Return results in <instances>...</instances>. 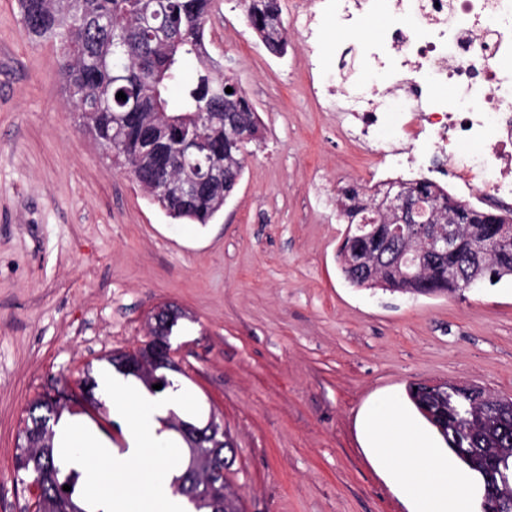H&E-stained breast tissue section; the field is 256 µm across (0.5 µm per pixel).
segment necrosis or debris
Wrapping results in <instances>:
<instances>
[{"label":"necrosis or debris","mask_w":512,"mask_h":512,"mask_svg":"<svg viewBox=\"0 0 512 512\" xmlns=\"http://www.w3.org/2000/svg\"><path fill=\"white\" fill-rule=\"evenodd\" d=\"M288 14L319 71L310 92L343 138L474 203L512 199V0H291ZM369 16L380 24L360 42L358 77L341 47L322 70L324 21L348 32Z\"/></svg>","instance_id":"obj_1"}]
</instances>
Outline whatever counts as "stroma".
Returning a JSON list of instances; mask_svg holds the SVG:
<instances>
[{
	"mask_svg": "<svg viewBox=\"0 0 512 512\" xmlns=\"http://www.w3.org/2000/svg\"><path fill=\"white\" fill-rule=\"evenodd\" d=\"M210 54L253 102L264 138L223 211L180 224L76 126L50 40L0 0V512H25L14 453L51 385L114 457L129 427L87 402L116 351L147 341L160 307L182 390L236 444L244 512H411L362 429L387 399L415 424L410 383H475L512 397V278L453 295L353 287L336 251V192L382 179L381 158L340 138L311 96L306 47L277 59L240 0H215Z\"/></svg>",
	"mask_w": 512,
	"mask_h": 512,
	"instance_id": "1",
	"label": "stroma"
}]
</instances>
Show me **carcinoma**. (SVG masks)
<instances>
[{"instance_id": "obj_1", "label": "carcinoma", "mask_w": 512, "mask_h": 512, "mask_svg": "<svg viewBox=\"0 0 512 512\" xmlns=\"http://www.w3.org/2000/svg\"><path fill=\"white\" fill-rule=\"evenodd\" d=\"M248 27L273 56L288 53V29L279 0H243ZM20 19L36 39L60 44L58 68L65 91L73 105L77 126L91 135L106 156L141 188L156 179L161 170L178 176L183 161L195 156L183 151L194 136H205L222 154L224 175L242 176L249 147L262 140V124L252 101L238 81L224 73L205 50V34L213 0H18ZM232 92H225L226 88ZM123 92L127 100L116 99ZM229 102L236 126L253 134L244 145L224 135V123L207 119L211 112L224 111ZM120 143L112 152V141ZM398 182L374 187L364 194L356 186L345 188L336 200L339 215L350 230L337 251L341 271L348 261L366 259L376 263L373 280L363 276L349 280L357 288H375L416 295L457 293V281L448 280L455 270L463 278L475 276L479 284L512 277V241H505L496 255L479 267L471 253L485 240L500 238L502 225L482 209L479 219L463 225L456 249L439 256L415 276L403 277L395 259L400 249L390 236L388 218L373 210ZM412 192L423 197L425 218L448 230V208L472 205L449 196L426 178L408 181ZM152 198L173 220L207 224L224 207L214 191H202L186 206L175 196L160 191ZM137 352H121L108 362L121 375L131 376L151 394L175 393L179 385L160 368L135 374L125 363L136 360ZM160 383L155 390L152 385ZM408 399L436 430L448 449L511 448L512 399L488 400L490 394L478 385L460 389L448 383L431 391L419 381L408 386ZM68 398L39 396L28 408L24 427L18 434L15 454L17 476L22 486L37 480L42 485L40 512H93L82 498L86 474L76 464H66L55 448L54 425L68 410ZM214 429L201 437L190 433L182 438L193 453L194 463L172 477L170 489L194 505L195 512H242L240 498L214 459H231L224 450L232 442L222 425L210 419ZM71 490H63V486Z\"/></svg>"}]
</instances>
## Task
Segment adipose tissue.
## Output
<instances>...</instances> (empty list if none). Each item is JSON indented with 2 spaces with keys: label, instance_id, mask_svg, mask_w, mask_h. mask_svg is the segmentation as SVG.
<instances>
[{
  "label": "adipose tissue",
  "instance_id": "adipose-tissue-1",
  "mask_svg": "<svg viewBox=\"0 0 512 512\" xmlns=\"http://www.w3.org/2000/svg\"><path fill=\"white\" fill-rule=\"evenodd\" d=\"M364 429L379 464L411 500L413 512H463L471 498L466 473L406 419L395 400L368 413Z\"/></svg>",
  "mask_w": 512,
  "mask_h": 512
}]
</instances>
